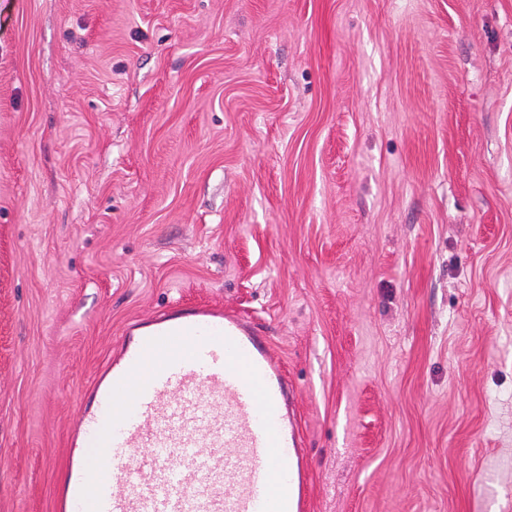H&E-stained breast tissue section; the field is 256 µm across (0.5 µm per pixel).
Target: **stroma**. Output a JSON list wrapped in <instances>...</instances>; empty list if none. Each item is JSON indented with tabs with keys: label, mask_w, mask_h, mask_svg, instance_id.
Segmentation results:
<instances>
[{
	"label": "stroma",
	"mask_w": 512,
	"mask_h": 512,
	"mask_svg": "<svg viewBox=\"0 0 512 512\" xmlns=\"http://www.w3.org/2000/svg\"><path fill=\"white\" fill-rule=\"evenodd\" d=\"M196 300L297 386L310 512H512V0H0V512Z\"/></svg>",
	"instance_id": "1"
}]
</instances>
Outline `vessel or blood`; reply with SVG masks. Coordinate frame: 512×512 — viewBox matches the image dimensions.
Here are the masks:
<instances>
[{
    "label": "vessel or blood",
    "instance_id": "vessel-or-blood-1",
    "mask_svg": "<svg viewBox=\"0 0 512 512\" xmlns=\"http://www.w3.org/2000/svg\"><path fill=\"white\" fill-rule=\"evenodd\" d=\"M298 390L221 306L130 322L86 389L56 512H308Z\"/></svg>",
    "mask_w": 512,
    "mask_h": 512
}]
</instances>
